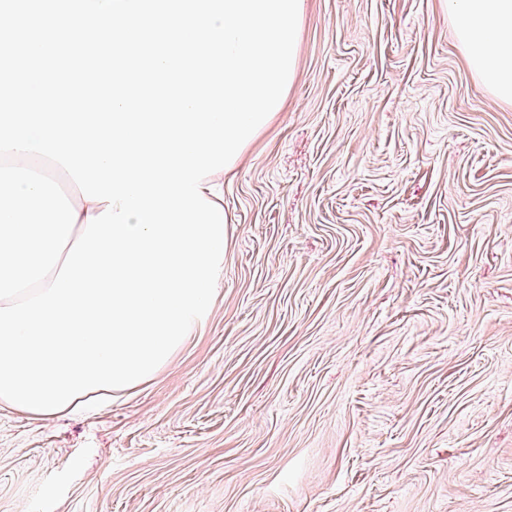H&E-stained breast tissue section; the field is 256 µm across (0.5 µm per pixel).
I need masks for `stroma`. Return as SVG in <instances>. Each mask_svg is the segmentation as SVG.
Returning a JSON list of instances; mask_svg holds the SVG:
<instances>
[{"label":"stroma","mask_w":512,"mask_h":512,"mask_svg":"<svg viewBox=\"0 0 512 512\" xmlns=\"http://www.w3.org/2000/svg\"><path fill=\"white\" fill-rule=\"evenodd\" d=\"M456 25L305 0L206 327L93 413L0 406V512H512V102Z\"/></svg>","instance_id":"obj_1"}]
</instances>
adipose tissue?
<instances>
[{
  "mask_svg": "<svg viewBox=\"0 0 512 512\" xmlns=\"http://www.w3.org/2000/svg\"><path fill=\"white\" fill-rule=\"evenodd\" d=\"M473 72L494 95L512 100V0H448Z\"/></svg>",
  "mask_w": 512,
  "mask_h": 512,
  "instance_id": "obj_1",
  "label": "adipose tissue"
}]
</instances>
